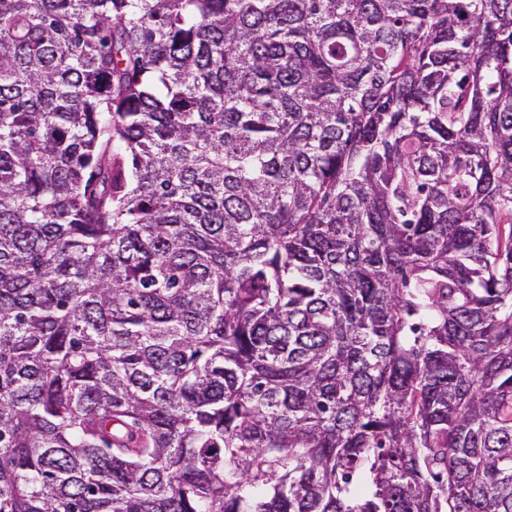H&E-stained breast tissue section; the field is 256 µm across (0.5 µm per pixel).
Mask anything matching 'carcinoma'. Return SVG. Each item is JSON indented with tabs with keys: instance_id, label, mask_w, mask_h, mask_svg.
Returning <instances> with one entry per match:
<instances>
[{
	"instance_id": "carcinoma-1",
	"label": "carcinoma",
	"mask_w": 512,
	"mask_h": 512,
	"mask_svg": "<svg viewBox=\"0 0 512 512\" xmlns=\"http://www.w3.org/2000/svg\"><path fill=\"white\" fill-rule=\"evenodd\" d=\"M0 512H512V0H0Z\"/></svg>"
}]
</instances>
